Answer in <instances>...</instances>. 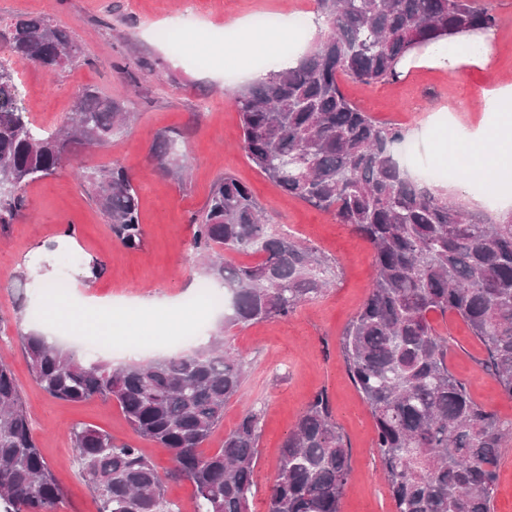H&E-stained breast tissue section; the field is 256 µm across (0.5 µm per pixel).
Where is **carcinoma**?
Masks as SVG:
<instances>
[{"label": "carcinoma", "mask_w": 512, "mask_h": 512, "mask_svg": "<svg viewBox=\"0 0 512 512\" xmlns=\"http://www.w3.org/2000/svg\"><path fill=\"white\" fill-rule=\"evenodd\" d=\"M324 33L293 67L235 90L241 148L288 194L332 214L365 240L370 292L344 333L342 354L375 422V445L396 512H494L508 423L476 401L448 366V338L432 315L462 319L485 347L484 367L512 398V214L493 220L420 184L399 159L404 132L361 111L341 75L364 84L399 77L418 45L486 30L496 16L479 0H315ZM18 62L55 73L82 57L65 29L40 16L0 28ZM133 116L121 99L79 92L55 129L23 106L11 65L0 61V225L26 208L23 189L55 174L78 147L122 135ZM161 169L179 176L177 142L157 137ZM112 233L129 250L143 243L139 200L126 169L84 176ZM191 248L207 260L205 284L231 295L229 325L285 318L322 295L337 266L313 247L272 235L249 187L226 175L192 218ZM262 254L233 263L229 254ZM220 326L208 344L114 368L75 358L39 331L23 337L31 374L51 397L115 401L132 431L167 450L168 476L193 487L194 512H250L261 413L248 411L211 454L203 443L240 395L243 361L224 349ZM73 458L98 512H174L157 465L91 425L71 428ZM349 448L326 394L317 393L283 442L267 512H340ZM62 490L41 455L10 366L0 360V512H56Z\"/></svg>", "instance_id": "obj_1"}]
</instances>
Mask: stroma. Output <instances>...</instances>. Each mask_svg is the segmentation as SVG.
Listing matches in <instances>:
<instances>
[{
  "label": "stroma",
  "mask_w": 512,
  "mask_h": 512,
  "mask_svg": "<svg viewBox=\"0 0 512 512\" xmlns=\"http://www.w3.org/2000/svg\"><path fill=\"white\" fill-rule=\"evenodd\" d=\"M497 18L486 65L447 70L421 64L390 82L364 84L341 77L344 93L375 119L402 127L410 164L421 177L442 166L456 182L450 199L462 203L498 196L499 182L462 172L457 158L441 157L443 137L482 125L483 89L499 80L512 82V0H486ZM314 0H197L185 13L182 0H0V23L39 15L65 27L81 44L83 55L72 66L46 73L32 63H14L24 89V104L36 123L57 126L85 87L124 98L136 119L111 143L78 149L57 173L30 184L27 208L14 224L0 229V360L14 372L31 415L33 435L63 492L58 512H98L93 489L72 461L70 430L91 424L120 442L143 448L165 474L170 501L189 508L193 491L185 480L168 478L169 455L137 438L115 402L94 398L67 402L49 396L34 380L21 349V338L37 326L36 314L47 305V286L60 288L64 306L55 325L63 343L86 342L92 330L73 327L65 315L78 299L75 288L98 260L103 272L91 293L124 309L123 328L113 337V355L126 350L127 337L143 350L162 353L159 337L177 322L165 304L184 302L186 283L204 278L189 248L192 217L201 214L214 184L224 174L246 184L274 229H286L336 262L335 288L299 306L285 318L225 329L227 348L240 354L248 368L245 394L224 409L223 422L204 443V452L224 444V436L252 408L263 412L260 456L255 467L252 512H267L268 489L280 448L297 418L317 392L327 393L337 426L350 449V476L341 512H395L381 478L375 425L343 360V332L369 294L372 272L368 244L333 215L288 195L262 175L241 149V122L232 92L238 72L257 64L260 49L237 55L226 64L225 35L243 38L259 17L303 11L312 17ZM176 30L185 40L207 46L200 62H177L158 28ZM182 135L180 150L189 174L179 181L160 168L153 148L159 135ZM121 164L139 196L145 240L125 249L102 211L77 177ZM75 235H64L66 226ZM78 262L62 267V255ZM448 364L472 396L501 418L512 421V399L505 396L482 367L483 345L458 317H448Z\"/></svg>",
  "instance_id": "stroma-1"
}]
</instances>
